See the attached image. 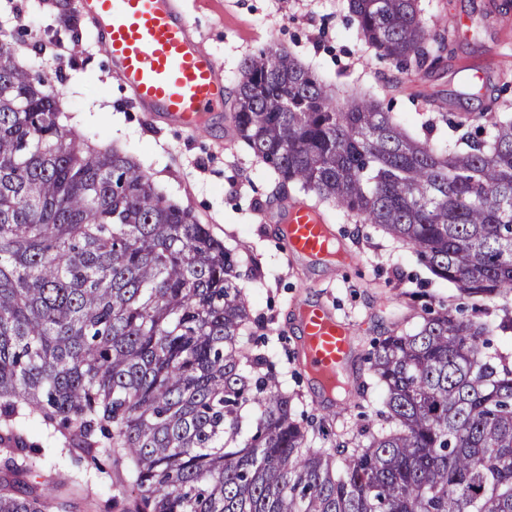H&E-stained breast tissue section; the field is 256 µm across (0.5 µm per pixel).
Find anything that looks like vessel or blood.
<instances>
[{
	"instance_id": "vessel-or-blood-1",
	"label": "vessel or blood",
	"mask_w": 512,
	"mask_h": 512,
	"mask_svg": "<svg viewBox=\"0 0 512 512\" xmlns=\"http://www.w3.org/2000/svg\"><path fill=\"white\" fill-rule=\"evenodd\" d=\"M98 30L97 40L134 103L183 130H198L224 109V82L216 57L199 47L195 27L181 0H80ZM289 257L329 256L334 235L323 216L300 201L280 217ZM301 358L321 379L336 377L351 337L330 310L312 305L300 312Z\"/></svg>"
}]
</instances>
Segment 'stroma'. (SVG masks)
<instances>
[{"instance_id": "stroma-1", "label": "stroma", "mask_w": 512, "mask_h": 512, "mask_svg": "<svg viewBox=\"0 0 512 512\" xmlns=\"http://www.w3.org/2000/svg\"><path fill=\"white\" fill-rule=\"evenodd\" d=\"M0 0V41L33 74L49 78L62 100L63 122L85 140L115 146L137 159L165 197L191 208L201 223L243 258L258 264L259 281H246L256 335L296 392L299 410L333 433L354 424L360 413L356 391L368 381L362 356L371 338L386 335L411 314L409 292L423 290L433 301L451 298L447 282L429 278L412 252L370 224H359L315 197L297 190L280 194L273 175L237 141L229 112H215L194 133L140 111L127 86L94 43L95 28L78 0ZM422 15L449 28L442 63L402 73L377 59L348 24L347 0H182L203 48L222 68L225 93H232L241 65L260 49L286 47L327 82L355 88L391 107L409 128L420 129L435 112L464 114L486 108L512 110V0H421ZM468 66L483 68V88L458 80ZM318 205L338 231L345 256L331 261L290 258L278 217L287 200ZM316 303L349 325L354 337L340 370L343 400L325 402L302 368L297 353L296 311ZM95 469L79 448L48 444L38 469L59 471L89 485L74 495L67 512H133L132 498L115 497L128 483L131 466L120 451Z\"/></svg>"}]
</instances>
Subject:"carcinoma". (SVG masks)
Here are the masks:
<instances>
[{"label": "carcinoma", "mask_w": 512, "mask_h": 512, "mask_svg": "<svg viewBox=\"0 0 512 512\" xmlns=\"http://www.w3.org/2000/svg\"><path fill=\"white\" fill-rule=\"evenodd\" d=\"M365 43L436 63L419 0H347ZM237 140L278 180L373 224L455 286L369 353L376 420L316 446L266 351L238 248L132 157L77 143L56 93L0 48V512H52L40 444L131 459L136 512H512V113H440L459 149L323 80L244 60Z\"/></svg>", "instance_id": "cac0c4a2"}]
</instances>
